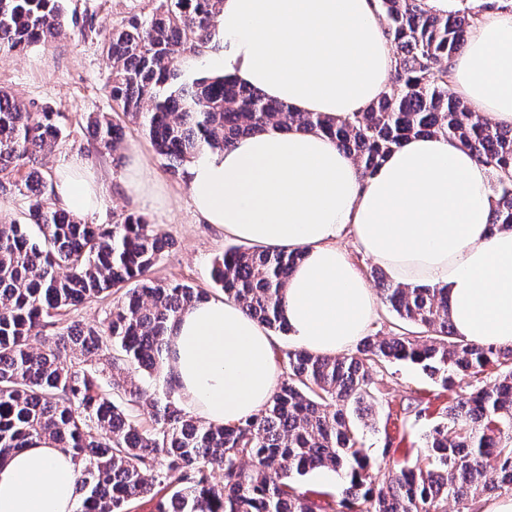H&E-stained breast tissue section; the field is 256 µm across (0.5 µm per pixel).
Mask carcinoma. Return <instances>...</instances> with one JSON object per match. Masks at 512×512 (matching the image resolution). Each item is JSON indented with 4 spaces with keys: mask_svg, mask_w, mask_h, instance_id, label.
<instances>
[{
    "mask_svg": "<svg viewBox=\"0 0 512 512\" xmlns=\"http://www.w3.org/2000/svg\"><path fill=\"white\" fill-rule=\"evenodd\" d=\"M155 2L112 32L108 92L124 115L143 119L173 174L250 133L297 129L329 136L367 177L409 138L442 135L490 170L489 223L512 228V127L470 111L451 91L448 67L482 12L500 8L495 0L447 14L425 0H377L394 77L369 107L342 118L293 112L222 76L179 80L183 61L215 38L223 0ZM71 25L63 0H0L1 51L52 41ZM57 117L0 88V193L24 200V223H0V462L35 438L56 440L79 465L75 512H135L143 498L152 512H319L291 483L316 469L345 476L339 512H448L450 500L456 512H481L486 495L512 494V346L456 336L446 288L377 272L382 303L405 327L364 337L348 357L286 352L287 378L238 424L208 425L168 380L157 388L130 375L162 372L169 324L202 295L146 278L172 246L147 215L89 224L56 203L42 167L64 137ZM94 130L105 149L121 143L106 116ZM302 259L297 249L234 246L211 278L247 315L287 333L282 298ZM121 289L106 323L70 320ZM395 361L421 366L445 388L460 373L475 386L423 434L420 459L380 476L357 422L372 415L373 375Z\"/></svg>",
    "mask_w": 512,
    "mask_h": 512,
    "instance_id": "carcinoma-1",
    "label": "carcinoma"
}]
</instances>
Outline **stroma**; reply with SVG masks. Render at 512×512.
Instances as JSON below:
<instances>
[{"instance_id": "stroma-1", "label": "stroma", "mask_w": 512, "mask_h": 512, "mask_svg": "<svg viewBox=\"0 0 512 512\" xmlns=\"http://www.w3.org/2000/svg\"><path fill=\"white\" fill-rule=\"evenodd\" d=\"M65 6L68 13L82 20V27L66 29L55 41L21 53L0 51V87L24 102L52 108L62 115L66 137L45 161L47 178H54L72 156H82L102 173L106 195L105 208L88 221L109 224L115 215L141 209L127 196L121 181L128 153H138L162 200L149 216L173 242L153 267L152 277L213 291L212 264L233 244V237L206 224L194 212L186 177L170 172L140 122L115 111L108 94L109 71L103 49L112 30L132 16L150 14L154 0H66ZM98 114L110 115L122 126L124 136L117 151L105 150L96 142L91 118ZM384 383L386 398L375 406L371 426L363 431V444L373 460L389 465L395 461L412 463L421 457L424 432L440 418L449 401L471 390L473 380L465 376L445 388L419 365L396 362L388 367ZM391 401L420 405L423 414L417 418L410 413L389 412L387 404Z\"/></svg>"}]
</instances>
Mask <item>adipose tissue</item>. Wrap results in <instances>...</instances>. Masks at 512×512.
I'll return each mask as SVG.
<instances>
[{
	"instance_id": "adipose-tissue-1",
	"label": "adipose tissue",
	"mask_w": 512,
	"mask_h": 512,
	"mask_svg": "<svg viewBox=\"0 0 512 512\" xmlns=\"http://www.w3.org/2000/svg\"><path fill=\"white\" fill-rule=\"evenodd\" d=\"M220 44L205 58L296 112L342 117L385 91L394 55L376 0H224ZM471 111L512 126V11L486 12L450 64ZM489 171L442 136L414 137L371 176L330 138L267 131L211 151L188 170L195 211L236 239L299 249L283 305L306 350L334 356L361 336L375 298L340 241L351 237L395 282L444 286L457 336L512 345V229L491 228ZM54 199L78 216L104 203L79 156L59 170ZM181 402L213 425L259 414L276 385L268 329L227 298L195 302L168 335ZM79 468L51 438L0 463V512H73Z\"/></svg>"
}]
</instances>
